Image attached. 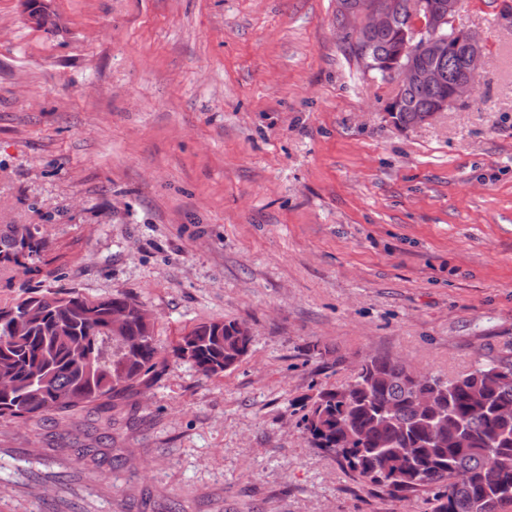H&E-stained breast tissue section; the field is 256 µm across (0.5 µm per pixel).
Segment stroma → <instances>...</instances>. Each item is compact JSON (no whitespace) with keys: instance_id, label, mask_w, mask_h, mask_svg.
<instances>
[{"instance_id":"35a3bbf8","label":"stroma","mask_w":512,"mask_h":512,"mask_svg":"<svg viewBox=\"0 0 512 512\" xmlns=\"http://www.w3.org/2000/svg\"><path fill=\"white\" fill-rule=\"evenodd\" d=\"M501 4L464 0L480 85L411 128L336 0H0V233L44 243L0 301L120 291L166 351L253 334L224 376L171 358L109 414L0 421V512H432L313 448L301 405L373 357L446 380L512 353Z\"/></svg>"}]
</instances>
